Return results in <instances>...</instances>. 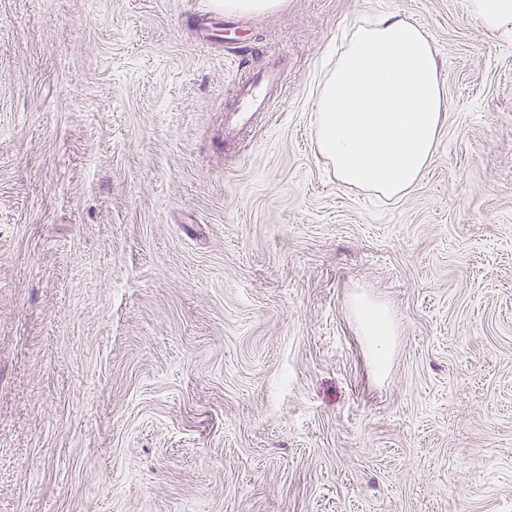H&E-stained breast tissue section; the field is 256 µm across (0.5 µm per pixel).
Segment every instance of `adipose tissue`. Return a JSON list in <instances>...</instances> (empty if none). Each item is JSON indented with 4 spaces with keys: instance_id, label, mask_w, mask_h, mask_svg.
Returning <instances> with one entry per match:
<instances>
[{
    "instance_id": "adipose-tissue-1",
    "label": "adipose tissue",
    "mask_w": 512,
    "mask_h": 512,
    "mask_svg": "<svg viewBox=\"0 0 512 512\" xmlns=\"http://www.w3.org/2000/svg\"><path fill=\"white\" fill-rule=\"evenodd\" d=\"M489 34L512 32V0H469ZM448 110L434 51L396 15L357 28L315 101L316 144L344 184L389 198L415 187L433 161ZM356 314L376 361L393 334L384 309L360 300Z\"/></svg>"
}]
</instances>
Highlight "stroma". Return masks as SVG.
<instances>
[{
	"mask_svg": "<svg viewBox=\"0 0 512 512\" xmlns=\"http://www.w3.org/2000/svg\"><path fill=\"white\" fill-rule=\"evenodd\" d=\"M212 7L0 0V512H512V36L469 0ZM393 13L449 107L386 198L314 102ZM279 74L273 69L270 72L254 77L248 82H238L231 89L232 97L239 103L238 109L234 112L237 119L232 122L233 129L240 133L246 124V114L264 112L267 109L268 101L272 91L278 87ZM356 314L364 336H370L375 360L383 361L388 351L389 336H393L388 314L381 307L365 299L357 302Z\"/></svg>",
	"mask_w": 512,
	"mask_h": 512,
	"instance_id": "1",
	"label": "stroma"
}]
</instances>
